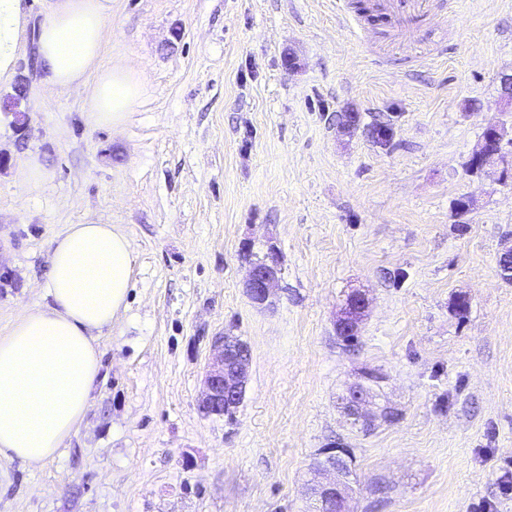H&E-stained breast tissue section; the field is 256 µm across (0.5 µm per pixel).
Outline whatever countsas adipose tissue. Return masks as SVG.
Returning <instances> with one entry per match:
<instances>
[{
  "label": "adipose tissue",
  "mask_w": 512,
  "mask_h": 512,
  "mask_svg": "<svg viewBox=\"0 0 512 512\" xmlns=\"http://www.w3.org/2000/svg\"><path fill=\"white\" fill-rule=\"evenodd\" d=\"M111 0H51L37 32L50 84H91L97 124L124 125L141 95L122 67H99ZM27 30L21 0H0V82L15 70ZM136 261L115 224H74L55 239L49 304L0 337V456L34 465L82 423L100 369L97 334L127 308Z\"/></svg>",
  "instance_id": "adipose-tissue-1"
}]
</instances>
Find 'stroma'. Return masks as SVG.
Listing matches in <instances>:
<instances>
[{
    "label": "stroma",
    "mask_w": 512,
    "mask_h": 512,
    "mask_svg": "<svg viewBox=\"0 0 512 512\" xmlns=\"http://www.w3.org/2000/svg\"><path fill=\"white\" fill-rule=\"evenodd\" d=\"M358 2L112 0L100 64L142 88L117 129L94 122L89 88L31 70L25 41L26 131L0 112V336L47 304L70 225H118L137 259L83 422L42 464L0 457V512H307L311 464L335 442L354 456L351 512H512V183L467 169L491 122L512 158V0L355 38L337 12ZM271 240L269 312L242 288V251ZM355 289L370 305L345 342ZM224 333L251 352L233 425L199 409ZM368 370L399 418L364 434L338 397Z\"/></svg>",
    "instance_id": "stroma-1"
}]
</instances>
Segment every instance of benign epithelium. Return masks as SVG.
<instances>
[{
  "instance_id": "obj_1",
  "label": "benign epithelium",
  "mask_w": 512,
  "mask_h": 512,
  "mask_svg": "<svg viewBox=\"0 0 512 512\" xmlns=\"http://www.w3.org/2000/svg\"><path fill=\"white\" fill-rule=\"evenodd\" d=\"M500 97L504 106L512 110V72L499 75ZM483 137L472 152L468 165L482 173L487 165L481 156L485 147L491 145L502 148L504 128L493 123L485 128ZM282 275V258L279 249L271 244L264 256L257 261H248L243 281L244 290L251 302L263 309H273L279 300L278 287ZM369 306V296L363 291L348 294L341 316L336 327L349 335L358 333L364 313ZM213 353L205 369L203 391L200 407L208 415L226 416L233 414L240 406L248 380V369L251 361L248 346L241 344L235 348L227 345L226 337L215 336L212 339ZM349 410L355 417L371 423L380 418L386 422L398 419V411L387 406H377L362 390L361 384L349 388ZM321 480L316 482L315 489L322 504L336 510L346 501L344 484L346 476L336 467V459L332 458L319 470Z\"/></svg>"
}]
</instances>
